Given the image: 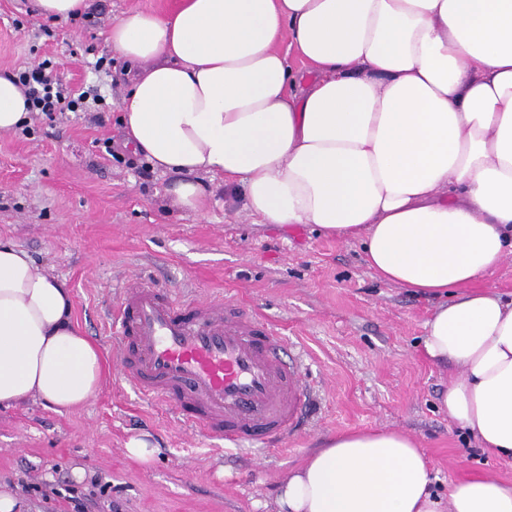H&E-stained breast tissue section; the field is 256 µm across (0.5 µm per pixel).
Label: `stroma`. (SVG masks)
I'll list each match as a JSON object with an SVG mask.
<instances>
[{
	"label": "stroma",
	"instance_id": "obj_1",
	"mask_svg": "<svg viewBox=\"0 0 512 512\" xmlns=\"http://www.w3.org/2000/svg\"><path fill=\"white\" fill-rule=\"evenodd\" d=\"M173 3L96 0L85 27L46 20L33 0H0V72L47 60L62 83L98 98L0 132V243L71 288L75 320L108 364L80 409L38 399L0 407V491L18 512H74L76 497L86 512H278L280 486L307 454L337 433L372 428L418 441L440 498L462 479L512 483V458L480 448L440 405L460 369L435 366L423 348L437 298L377 278L358 241L260 223L225 207L223 194L200 214L170 208L176 175L126 146L125 64L106 31L128 11L162 14ZM140 271L179 293L241 299L283 325L322 392L305 428L285 446L242 452L125 388L107 318L122 282ZM144 434L158 447L148 467L124 449Z\"/></svg>",
	"mask_w": 512,
	"mask_h": 512
}]
</instances>
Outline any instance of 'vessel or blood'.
I'll return each mask as SVG.
<instances>
[{
    "label": "vessel or blood",
    "instance_id": "vessel-or-blood-1",
    "mask_svg": "<svg viewBox=\"0 0 512 512\" xmlns=\"http://www.w3.org/2000/svg\"><path fill=\"white\" fill-rule=\"evenodd\" d=\"M110 334L135 393L227 445L284 442L312 402L282 328L241 303L184 297L136 277L113 306Z\"/></svg>",
    "mask_w": 512,
    "mask_h": 512
}]
</instances>
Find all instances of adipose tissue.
<instances>
[{"label": "adipose tissue", "mask_w": 512, "mask_h": 512, "mask_svg": "<svg viewBox=\"0 0 512 512\" xmlns=\"http://www.w3.org/2000/svg\"><path fill=\"white\" fill-rule=\"evenodd\" d=\"M108 42L128 65L127 144L180 177L170 206L199 210L204 173L262 223L358 240L378 278L442 296L424 348L460 373L441 406L512 457V294L477 285L512 254V0H179L119 18ZM28 116L0 74V132ZM103 376L64 284L0 244V406L72 411ZM431 484L411 436L355 430L314 450L278 504L512 512L496 479L457 482L445 503Z\"/></svg>", "instance_id": "adipose-tissue-1"}]
</instances>
